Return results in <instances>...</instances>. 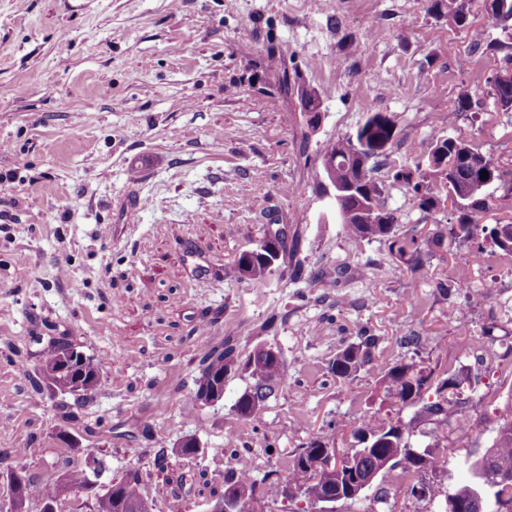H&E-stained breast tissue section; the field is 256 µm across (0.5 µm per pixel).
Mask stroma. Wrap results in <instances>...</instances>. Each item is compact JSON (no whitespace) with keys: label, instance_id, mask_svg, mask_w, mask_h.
<instances>
[{"label":"stroma","instance_id":"obj_1","mask_svg":"<svg viewBox=\"0 0 512 512\" xmlns=\"http://www.w3.org/2000/svg\"><path fill=\"white\" fill-rule=\"evenodd\" d=\"M508 67L511 56L472 51L425 0H0V512H14L13 468L30 479L34 512L43 483L89 451L105 470L94 491L63 495V512H88L133 467L152 512H208L226 470L249 469L261 486L285 478L292 451L329 421L341 425L337 447H355L365 414L413 421L410 444L433 450L438 485L469 481L512 398V257L491 264L475 249L458 264L447 244L414 273L386 244H355L326 194L322 150L370 113L391 115L399 135L375 168L381 203L399 233L429 235L448 211L419 210L392 171L426 160L435 134L460 132L512 169V114L486 93ZM464 83L482 95L456 114ZM302 88L323 99L318 129ZM271 224L299 233L307 273L345 266L349 278L326 288L280 265L238 278L239 254ZM458 276L503 286L470 305L442 291ZM363 326L381 338L372 365L336 379L329 362ZM486 332L492 358L465 354ZM413 335L427 345L407 344ZM52 336L107 360L86 401L41 377L36 354ZM227 337L244 352L271 343L283 361L284 385L258 417L234 408L244 373L217 403L188 397L200 357ZM400 362L480 375L469 444H447L420 404L387 397L383 371ZM187 438L196 456L179 452ZM231 438L249 453L231 455ZM407 483L394 468L336 510L415 512Z\"/></svg>","mask_w":512,"mask_h":512}]
</instances>
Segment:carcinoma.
<instances>
[{
	"instance_id": "obj_1",
	"label": "carcinoma",
	"mask_w": 512,
	"mask_h": 512,
	"mask_svg": "<svg viewBox=\"0 0 512 512\" xmlns=\"http://www.w3.org/2000/svg\"><path fill=\"white\" fill-rule=\"evenodd\" d=\"M430 8L445 10L448 28L466 31L470 34V47L474 51L486 46L501 47L512 50V0H494L492 8L498 11L493 21L502 26L509 34L510 42L485 43L484 33L473 26L468 0H428ZM480 90L467 85L460 87L453 111L468 112L473 109L474 99ZM397 126L391 116L382 112L371 113L356 131V145L359 146L360 158H348L341 154L344 140L329 142L323 148V154L338 156L336 161V184L355 186L358 196L345 197L336 201V207L346 211L358 212L352 223L343 225L348 238L360 244L364 241H384L396 258L412 271L423 266L428 251V243L438 246L449 240L459 246L455 259L466 260L468 247L480 239H486L506 255L512 254V224L496 222L485 224L482 218L490 212L488 190L493 183H500L512 193V180L506 179L508 172L495 165L493 176L481 178L480 170L475 165L461 158V151L468 148L475 150L471 139L464 133L451 136H438L433 139V149L426 162H417L412 166L401 167L393 174V180L407 187L418 199L420 210L430 213L436 208L438 200L436 189L442 185L446 190L460 189L464 197L455 206L456 212L448 218V223L438 228L432 236L422 238L416 234L397 237L395 224L397 216L390 210L382 211V221L373 222L365 211L381 208L379 198L382 186L374 176V164L386 153L374 152L378 143L394 142ZM275 237L277 256L298 253L299 240L287 238L284 231L275 234L267 230L256 248L239 254L235 261L238 274L246 275L248 280H259L271 270L272 264L266 260L269 237ZM466 292L472 304H482L491 300L489 286L470 288L460 282L453 284ZM380 337L370 333L364 327L357 331V341L348 344L336 354L329 370L338 378H347L372 361V349L376 348ZM65 357L72 359L69 373L48 379L49 384L62 394H70L79 399L87 398L101 385L104 363L85 355L78 347L68 341L51 340L39 352V362L49 365ZM243 369L248 372L252 384L238 397L234 408L242 417H253L264 407L265 403L276 396L283 386L285 369L282 360L272 353V345L259 342L247 353L242 352L230 338L212 346L200 360L198 373L193 379L190 394L201 405L211 404L210 395L218 378L229 377L235 371ZM433 373L415 364L397 363L384 371L383 380L387 396L405 404L409 399L421 398V394L431 386ZM468 377L459 374L442 378L435 389V399L425 403L421 412L437 417L447 425L466 403L462 386ZM367 431L378 434L381 443L379 453L369 452L355 461L362 469H372L379 464V455L393 456L396 449L408 446V439L413 433L412 422L398 420L385 424L371 417L360 420L356 432ZM494 452L476 458L472 466L487 474L490 484L495 481L512 482V414L499 426L494 443ZM288 482L301 490V497L314 502L330 498L334 489L328 483L312 482L306 462L299 450H294L289 461ZM89 486L87 470L77 466H66L55 480L46 481L40 496L43 499L56 498L66 492H79ZM255 481L252 474L244 469H229L224 473V494L222 498L241 502L240 512H247L250 502L254 501ZM151 505L143 495V479L137 469L128 471L120 481L110 486L101 495L94 498L92 512H150Z\"/></svg>"
}]
</instances>
